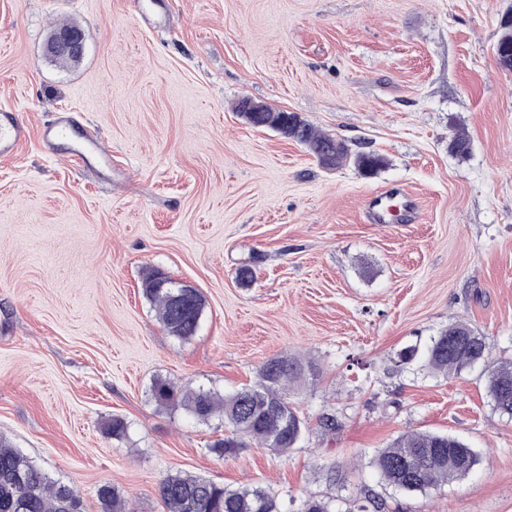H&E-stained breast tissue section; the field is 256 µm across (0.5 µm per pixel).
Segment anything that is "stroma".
Masks as SVG:
<instances>
[{
  "mask_svg": "<svg viewBox=\"0 0 512 512\" xmlns=\"http://www.w3.org/2000/svg\"><path fill=\"white\" fill-rule=\"evenodd\" d=\"M159 2L141 23L132 0H0V104L33 132L82 115L113 161L83 169L35 135L0 158V437L84 512L104 484L163 512L157 485L176 472L262 487L281 512H512V417L481 369L400 357L460 320L512 362V72L495 54L512 0ZM66 23L84 54L63 66L46 43ZM246 98L387 165L326 170L246 124ZM459 127L464 159L448 150ZM394 185L417 221L370 223L368 195ZM151 268L202 293L191 341L143 295ZM283 354L318 375L291 391L307 429L282 454L219 458L223 422L150 398L160 376L229 394ZM115 416L120 440L103 431ZM410 430L460 439L476 466L424 492L388 485L373 458Z\"/></svg>",
  "mask_w": 512,
  "mask_h": 512,
  "instance_id": "35a3bbf8",
  "label": "stroma"
}]
</instances>
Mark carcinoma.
I'll return each mask as SVG.
<instances>
[{"instance_id":"1","label":"carcinoma","mask_w":512,"mask_h":512,"mask_svg":"<svg viewBox=\"0 0 512 512\" xmlns=\"http://www.w3.org/2000/svg\"><path fill=\"white\" fill-rule=\"evenodd\" d=\"M501 68L512 71V21L501 25L496 44ZM272 122L288 120L289 137L302 143L321 166L338 168L352 162L365 176H373L387 165L385 157L373 151L351 154L336 138L316 131L295 112H269ZM450 152L465 157L470 139L458 133L450 140ZM168 276L156 269L142 280L143 293L155 305L167 331L182 341L191 340L199 329L204 300L192 290L181 305L174 302L178 292L166 283ZM427 366L434 372L458 376L477 364L485 365L488 393L496 408L512 417V363L489 361L486 342L463 321L448 323L425 351ZM315 374L313 366L288 355L268 359L260 367L254 385L229 395L210 389L179 388L167 378L154 380L151 399L161 408H182L200 422L222 419L230 434L211 444L219 457L236 454L255 441L261 447L284 453L297 447L305 433V420L290 399L291 387ZM477 463L475 452L461 440L447 434L407 431L399 435L374 458L373 464L391 486L425 491L468 475ZM101 512H132L118 489L103 484L98 488ZM165 512H280L271 494L261 488L230 489L224 485L187 474H168L158 484ZM82 502L72 486L51 478L30 458L9 443L0 441V512H73L70 504Z\"/></svg>"}]
</instances>
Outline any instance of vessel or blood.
<instances>
[{"instance_id": "1", "label": "vessel or blood", "mask_w": 512, "mask_h": 512, "mask_svg": "<svg viewBox=\"0 0 512 512\" xmlns=\"http://www.w3.org/2000/svg\"><path fill=\"white\" fill-rule=\"evenodd\" d=\"M29 136V128L19 112L12 108L0 109V158L15 153ZM41 143L52 155L67 153L76 162L87 167L111 168L112 155L105 150L95 131L79 121L77 114L59 112L39 130ZM371 223L393 224L411 222L418 212L417 203L408 195L385 192L368 199Z\"/></svg>"}]
</instances>
